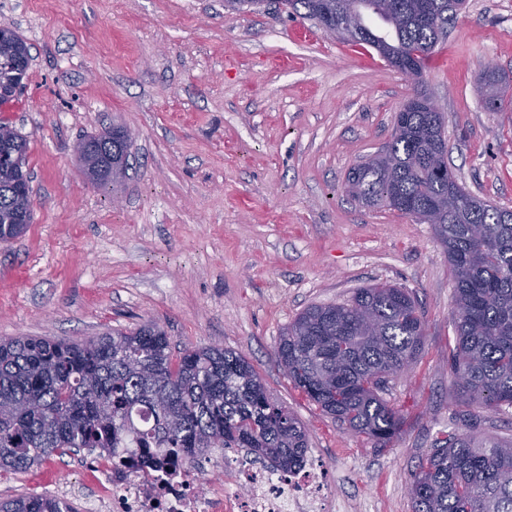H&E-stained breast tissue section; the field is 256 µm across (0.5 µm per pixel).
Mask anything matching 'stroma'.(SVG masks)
<instances>
[{"label": "stroma", "mask_w": 512, "mask_h": 512, "mask_svg": "<svg viewBox=\"0 0 512 512\" xmlns=\"http://www.w3.org/2000/svg\"><path fill=\"white\" fill-rule=\"evenodd\" d=\"M30 46L0 119L29 142L32 222L0 242V338L83 341L158 323L173 350L245 356L305 425L346 512H413L410 474L451 430L512 440V407L465 406L448 367L453 272L432 225L359 206L349 169L390 142L416 90L444 110L448 164L473 195L512 210V110L488 111L486 65L512 82V0H467L422 85L367 45L269 5L224 0H0ZM131 129L123 185L97 186L73 143ZM387 282L419 300L425 344L386 394L405 418L387 448L344 429L274 361L305 308ZM92 454L0 475V498L98 489Z\"/></svg>", "instance_id": "35a3bbf8"}]
</instances>
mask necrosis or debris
Masks as SVG:
<instances>
[{
  "label": "necrosis or debris",
  "instance_id": "4bbe7bcc",
  "mask_svg": "<svg viewBox=\"0 0 512 512\" xmlns=\"http://www.w3.org/2000/svg\"><path fill=\"white\" fill-rule=\"evenodd\" d=\"M235 490L207 481L196 467L177 466L172 480L147 481L131 474L120 487L95 496L98 512H336L323 468L314 458L283 472L237 456L224 460Z\"/></svg>",
  "mask_w": 512,
  "mask_h": 512
}]
</instances>
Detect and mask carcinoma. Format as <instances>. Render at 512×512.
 Segmentation results:
<instances>
[{
	"instance_id": "cac0c4a2",
	"label": "carcinoma",
	"mask_w": 512,
	"mask_h": 512,
	"mask_svg": "<svg viewBox=\"0 0 512 512\" xmlns=\"http://www.w3.org/2000/svg\"><path fill=\"white\" fill-rule=\"evenodd\" d=\"M281 0L292 14L327 27L350 15L360 29L355 44L374 47L402 74L419 78L465 0ZM29 46L0 28V75L25 78ZM481 93L491 112L504 111L503 77L487 71ZM417 93L395 114L393 140L380 155L348 172L351 195L367 207L422 214L433 225L454 272L455 346L448 366L464 403L493 410L512 406V211L472 195L430 157L444 155V116L428 111ZM0 152L26 159L28 141L0 121ZM94 153L112 155L127 175L131 150L105 129ZM94 184L112 178L78 153ZM27 170L0 169V241L25 232L17 196L31 195ZM474 224L484 234L472 235ZM419 302L390 284L360 288L340 305H311L284 332L276 350L286 377L322 412L383 449L404 425L371 384L386 369L397 377L423 347ZM305 426L273 401L247 358L221 346L172 351L164 329L150 322L105 332L82 342L47 337L0 338V473L27 470L42 460L88 449L111 457L140 448L137 469L160 453L193 464L214 448H244L290 472L304 461ZM415 512H512V441L450 431L435 439L410 482ZM0 512H76L45 495L0 501Z\"/></svg>"
}]
</instances>
